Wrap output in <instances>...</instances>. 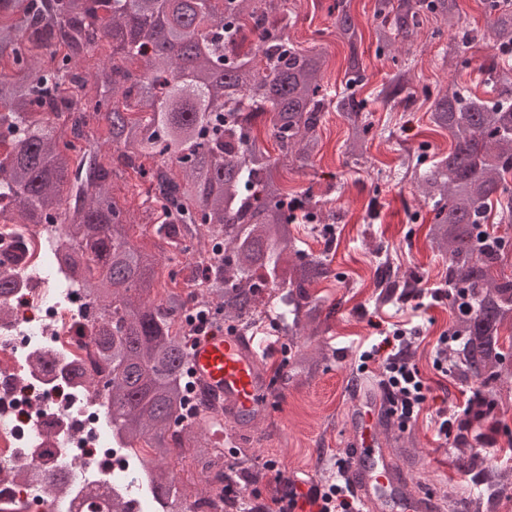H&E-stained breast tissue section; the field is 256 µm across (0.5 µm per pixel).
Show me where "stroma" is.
Masks as SVG:
<instances>
[{
    "label": "stroma",
    "instance_id": "obj_1",
    "mask_svg": "<svg viewBox=\"0 0 512 512\" xmlns=\"http://www.w3.org/2000/svg\"><path fill=\"white\" fill-rule=\"evenodd\" d=\"M339 1L349 5L363 32L358 53L368 82L362 94L368 99L366 110L373 124L364 155L356 162L344 156L348 124L339 112L330 111L317 129L323 148L313 167L283 173L289 190L324 202L334 216L328 234L308 232L303 224L297 227L305 249L315 255L326 254L340 275L339 280L321 283L315 289L326 306L335 310L329 332L312 339L313 344L328 349L330 366L308 380L274 384L268 393L270 413L235 445L225 448L224 460L244 464L245 486L259 489L267 497L275 493L279 472L299 485L334 482L336 463L347 454L351 386L371 383L372 371L379 368L373 362L368 369H361L358 350L379 343L384 332L398 326L415 333L411 360L433 394L418 420L400 434L405 455L417 459L415 467L408 470L409 486L429 485L437 491L451 485L464 488L471 482L467 474L471 455L457 451L454 444L436 442L432 422L439 400L454 405L463 402L471 390L470 384L455 375L440 380L433 367L438 341L448 335L452 324L448 302L428 298L420 306L412 300L378 304L374 298L383 250L389 252L400 274L419 277L421 287L446 280L447 263L432 249L426 225L415 220L416 215H429L430 209L404 171L419 146H426L431 155L448 152L451 147L448 132L434 129L429 120L432 95L455 85L484 95L478 68L493 54L484 37L489 16L483 0H458L464 22L478 31L479 40L458 47L453 35L429 15L414 40L391 55L376 50L372 36L377 24L375 0H283L282 10L293 19L287 29L290 39L298 48L325 57V80L338 90L344 85L348 54L330 12ZM405 60L414 67L410 96L383 104L376 92ZM113 192L133 214V240L160 254L156 277L163 290H170L172 277L193 271V262L185 257L175 263L166 261L170 248L154 232L146 185L132 170H123L114 179ZM267 457L279 460L278 472L262 470L261 461Z\"/></svg>",
    "mask_w": 512,
    "mask_h": 512
}]
</instances>
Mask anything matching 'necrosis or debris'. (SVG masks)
Listing matches in <instances>:
<instances>
[{"label":"necrosis or debris","instance_id":"1","mask_svg":"<svg viewBox=\"0 0 512 512\" xmlns=\"http://www.w3.org/2000/svg\"><path fill=\"white\" fill-rule=\"evenodd\" d=\"M63 239L62 225L0 218V512H169L134 478L150 454L109 423L91 300L43 259Z\"/></svg>","mask_w":512,"mask_h":512}]
</instances>
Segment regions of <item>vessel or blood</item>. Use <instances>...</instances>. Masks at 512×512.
<instances>
[{"label":"vessel or blood","instance_id":"b4317fda","mask_svg":"<svg viewBox=\"0 0 512 512\" xmlns=\"http://www.w3.org/2000/svg\"><path fill=\"white\" fill-rule=\"evenodd\" d=\"M266 347V342L239 330L211 329L197 335L190 352L197 389L222 401L229 418L268 413L269 378L260 357ZM386 409L387 402L381 392L355 389L346 476L355 491L359 510L435 512L433 497L407 493V477L397 467V452L386 448L380 437Z\"/></svg>","mask_w":512,"mask_h":512}]
</instances>
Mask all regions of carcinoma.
<instances>
[{
  "label": "carcinoma",
  "mask_w": 512,
  "mask_h": 512,
  "mask_svg": "<svg viewBox=\"0 0 512 512\" xmlns=\"http://www.w3.org/2000/svg\"><path fill=\"white\" fill-rule=\"evenodd\" d=\"M496 53L482 67L494 96L455 86L435 98L431 120L452 137L442 155L416 153V190L431 205L427 237L448 261L451 332L463 337L461 378L488 391L512 381V351L501 332L512 330V276L495 277L512 249L489 225L512 224V0H484ZM335 26L350 47L342 92L324 84V59L285 42L291 19L278 0H0V197L21 224H64L70 236L64 262L78 269L72 283L95 306L93 334L100 371L109 376L108 413L130 442L149 445L154 468L145 477L153 498L180 508L191 497L233 480L224 472L216 435L241 433L247 420L224 418V406L188 407L191 336L177 327L189 300L159 294L158 259L135 243L129 211L109 189L119 167L149 183L158 205L156 235L175 233L211 252L199 263L205 284L199 305L250 332L277 320L288 336L287 380L314 376L328 358L308 344L331 313L311 292L339 278L324 255L305 253L294 235L298 203L311 216L319 202L290 195L284 162L307 167L320 151L317 128L328 111L349 123L345 154L361 155L371 123L359 97L366 81L356 44L362 39L350 11L336 5ZM379 51L400 37L412 40L430 14L469 44L457 0H375ZM61 58L49 65L30 53L38 44ZM114 62L88 76L79 61L100 42ZM140 59L131 71L115 59ZM402 67L376 97L388 103L408 88ZM56 113V120L45 116ZM269 116L274 158L253 128ZM105 121L108 137L90 134L89 118ZM380 300L408 287L398 274L380 278ZM188 454L207 474L195 488L176 478L172 461ZM512 471L485 464L474 485L441 495L448 512H496Z\"/></svg>",
  "instance_id": "obj_1"
}]
</instances>
